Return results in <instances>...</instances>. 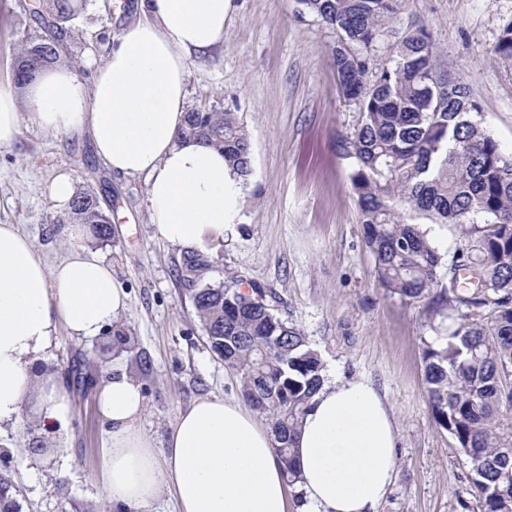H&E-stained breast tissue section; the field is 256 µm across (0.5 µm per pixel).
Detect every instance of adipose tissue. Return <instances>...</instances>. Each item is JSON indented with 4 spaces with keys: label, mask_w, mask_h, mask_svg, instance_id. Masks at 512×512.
I'll return each mask as SVG.
<instances>
[{
    "label": "adipose tissue",
    "mask_w": 512,
    "mask_h": 512,
    "mask_svg": "<svg viewBox=\"0 0 512 512\" xmlns=\"http://www.w3.org/2000/svg\"><path fill=\"white\" fill-rule=\"evenodd\" d=\"M232 0H138L92 85L65 64L41 66L25 101L0 89V148L24 122L65 133L88 130L112 172L147 179L158 235L205 250L240 222L241 180L223 153L180 130L194 57L224 44ZM128 294L97 252L79 249L47 264L15 225L0 224V427L17 426L25 406L43 429L61 431L70 395L47 354L59 325L93 338L125 310ZM144 395L125 374L99 388L108 428L102 475L113 503L142 512L169 487L176 512H288L274 435L238 401L203 396L182 409L167 446L138 429ZM398 430L376 386L362 377L324 383L306 413L295 454L302 512H375L398 470Z\"/></svg>",
    "instance_id": "ef3b65f1"
}]
</instances>
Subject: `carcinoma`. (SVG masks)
I'll list each match as a JSON object with an SVG mask.
<instances>
[{"label": "carcinoma", "mask_w": 512, "mask_h": 512, "mask_svg": "<svg viewBox=\"0 0 512 512\" xmlns=\"http://www.w3.org/2000/svg\"><path fill=\"white\" fill-rule=\"evenodd\" d=\"M300 2L340 34L338 85L361 114L343 147L357 161L351 186L377 286L440 318L423 354L433 418L470 459L481 512H512V156L469 118L480 106L468 87L439 68L425 30L378 61L376 43L402 0ZM80 8L78 0L24 4L48 35L14 58V87L26 86L42 45L52 48L46 63L60 60L61 38ZM494 51L512 59V23ZM181 136L223 150L235 176L250 175V137L236 113L190 111ZM400 207L464 229L460 262L437 294L443 258L423 225L401 219ZM476 215L487 220L477 224ZM70 220L108 238L111 220L93 192L76 195ZM461 267L479 269L481 287L457 288ZM262 297L259 289L206 286L195 290L193 304L210 350L240 377L243 397L267 416L284 475L295 485L293 447L324 384L323 366L302 331L274 315Z\"/></svg>", "instance_id": "cac0c4a2"}]
</instances>
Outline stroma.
Instances as JSON below:
<instances>
[{"instance_id":"stroma-1","label":"stroma","mask_w":512,"mask_h":512,"mask_svg":"<svg viewBox=\"0 0 512 512\" xmlns=\"http://www.w3.org/2000/svg\"><path fill=\"white\" fill-rule=\"evenodd\" d=\"M134 2L83 0L60 54L85 84L136 20ZM22 3L0 0V86L7 88L13 58L41 33ZM511 22L512 0H403L377 55L426 29L441 66L479 103L481 127L512 155V60L494 50ZM337 40L298 0H233L223 49L192 62L189 109L236 112L252 150L241 222L201 252L208 267L195 282L184 278L188 250L163 241L151 222L145 177L113 173L86 133L26 125L12 147L0 149V224L16 225L52 265L74 244L59 232L67 212L51 184L66 174L100 198L112 236L85 245L111 263L128 292L116 323L133 346L118 347L108 329L78 338L62 326L50 365L62 374L88 370L100 382L121 372L139 384L138 426L155 448L165 447L178 411L197 398L242 397L238 376L206 344L195 288H257L306 336L325 380L364 377L383 394L399 431V465L377 512H480L470 461L432 416L423 363L431 317L376 285L351 188L356 160L338 146L360 114L336 88ZM97 397L94 389L73 396L62 435L42 434L31 414L0 435V474L20 512H114L101 479L107 433ZM36 436L44 448L38 456L30 451Z\"/></svg>"}]
</instances>
